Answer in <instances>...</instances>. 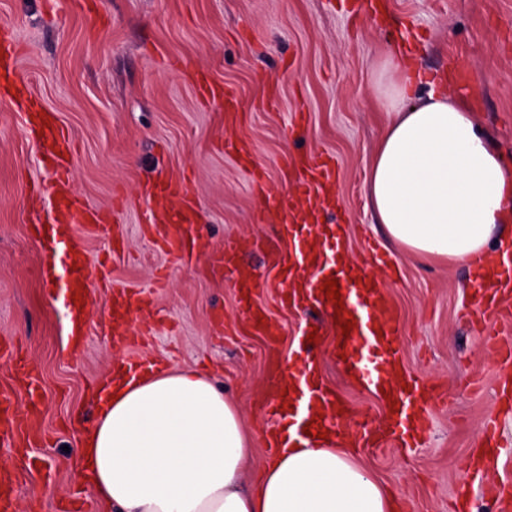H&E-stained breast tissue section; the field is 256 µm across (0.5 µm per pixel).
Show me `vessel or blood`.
<instances>
[{"label": "vessel or blood", "instance_id": "b4317fda", "mask_svg": "<svg viewBox=\"0 0 512 512\" xmlns=\"http://www.w3.org/2000/svg\"><path fill=\"white\" fill-rule=\"evenodd\" d=\"M20 45L11 28H0V91L10 92L24 76L19 69ZM198 97L207 105L219 108L226 116L236 117L238 97L226 84L214 82L205 72H197L194 79ZM24 127L31 139L42 148L41 159L52 172L47 183L34 184L31 193L47 198L52 206V231L70 245L68 260L71 265L69 289L75 300L69 305L70 321H77L84 310L80 297L86 296L90 278L88 264L78 244L72 243L77 226L95 225L105 231L106 219L100 211L82 201L72 190V169L66 145L69 134L56 113L39 103H30L23 116ZM294 171L295 190L285 206L276 205L267 196L268 189L262 173H254L253 185L260 197L259 204L267 219L279 227L278 236L293 240L296 255L280 254L275 265L282 281V291L289 303L311 300L326 316H339L352 321L348 339L337 340L334 356L337 366L371 393L388 390L392 393L390 408L394 418L388 419L389 428H405L412 439H423L429 424L428 409L417 406L419 384L401 365L402 336L399 318L388 293L376 277L378 270L386 268L390 259L377 249H370L371 270L348 265L344 258L341 225L325 222L326 214L340 207L335 193L336 164L329 154L316 157L290 159ZM146 224H176L177 229L165 233L162 241L168 254L178 257L192 255L208 247L207 240L198 229V204L187 181L156 180L142 189ZM224 266L231 273V285L239 295V312L253 330L268 339H275L281 328L266 309L256 300L259 286L256 274L239 263L236 251L224 254ZM337 280L344 306L335 309L333 301L324 297L322 287L328 280ZM470 282L474 296L478 297L482 315L503 322L512 321V250L502 253L491 251L470 267ZM146 305L142 293L126 289L112 292V323L121 325ZM486 354L492 359L502 385L512 384V339L488 336L484 339ZM317 363L312 356L279 364L277 374L266 388L263 412L268 422L267 451L277 454L281 445L277 439L281 425L291 417V408L303 402L300 428L294 429L295 440L305 438L306 430L330 433L336 428L345 407L335 395L316 380ZM34 369L20 363L14 385L0 388V446L20 448L32 446L41 435L40 411L30 407L19 414L15 394L30 389L35 383ZM495 419L486 420L483 436L489 453L471 468L475 477L497 468L501 456ZM376 436L373 419L361 415L357 427L347 443L352 447L373 448L381 445ZM16 473L9 468L0 469V512H17L15 495Z\"/></svg>", "mask_w": 512, "mask_h": 512}]
</instances>
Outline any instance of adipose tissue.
<instances>
[{"label":"adipose tissue","instance_id":"ef3b65f1","mask_svg":"<svg viewBox=\"0 0 512 512\" xmlns=\"http://www.w3.org/2000/svg\"><path fill=\"white\" fill-rule=\"evenodd\" d=\"M389 42L367 200L387 238L424 263L469 265L512 244V164L462 93ZM79 451V474L114 512H398L353 449L290 445L244 486L253 435L209 373L165 366L108 382Z\"/></svg>","mask_w":512,"mask_h":512}]
</instances>
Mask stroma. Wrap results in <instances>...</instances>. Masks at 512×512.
<instances>
[{"label": "stroma", "instance_id": "stroma-1", "mask_svg": "<svg viewBox=\"0 0 512 512\" xmlns=\"http://www.w3.org/2000/svg\"><path fill=\"white\" fill-rule=\"evenodd\" d=\"M351 0H0V24L13 27L28 88L55 112L75 144L72 187L96 209H116L114 229L123 250L94 225L73 238L92 263L103 264L119 286L151 300L141 321L154 331L125 349L113 344L110 299L91 286V311L80 343L64 323L66 280L42 277L59 255L29 197V185L48 179L19 111L0 100V340L26 353L40 374L43 442L31 447L39 467L0 447V462L23 471L19 512H59L78 499L81 512H102L93 490L72 470L80 448L74 416L95 419L94 392L112 373L115 356L209 371L238 396L244 421L255 433L252 471L267 462L258 399L268 374L263 337L239 318L237 296L219 264L225 245L243 239L258 248L240 253L261 278L257 300L281 325V358L303 344L304 320L315 310L281 305V287L269 269L277 228L255 220L252 171L264 172L276 197H287L294 175L285 157L326 152L336 162L342 210L332 222L344 228L345 252L356 264L375 244L393 264L387 284L399 315L402 364L429 389L431 429L420 445L390 442L358 458L401 507L455 512L469 487L466 512H495L493 498L473 483L466 467L476 455L482 422L500 420L501 463L495 482L512 481V405L492 378L491 363L473 328L478 310L469 269L419 265L390 244L367 207V166L381 130L375 99L379 64L389 41L406 36L421 68L444 75L449 64L471 74L468 104L480 126L512 161V0H382L389 18L378 26L350 11ZM177 69L169 70L165 61ZM234 86L236 123L199 100L192 74ZM278 105L268 108L269 95ZM305 127L289 134L297 101ZM253 142L243 164L226 153V138ZM187 179L201 209L200 231L209 257L185 263L159 251L158 229L140 222L139 190L157 179ZM336 332L324 326L317 349L324 384L354 410L381 419L382 401L343 373L331 358ZM485 376L481 394L468 389Z\"/></svg>", "mask_w": 512, "mask_h": 512}]
</instances>
